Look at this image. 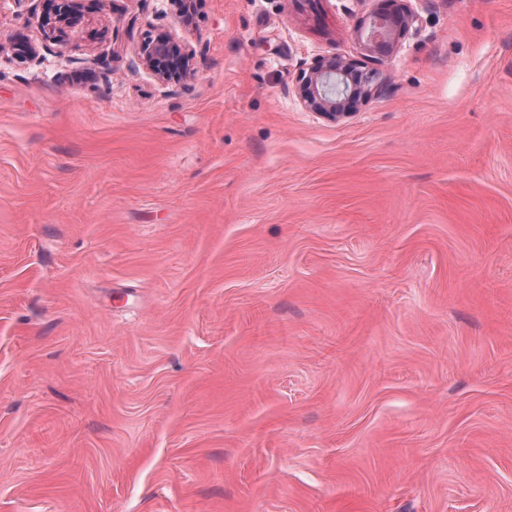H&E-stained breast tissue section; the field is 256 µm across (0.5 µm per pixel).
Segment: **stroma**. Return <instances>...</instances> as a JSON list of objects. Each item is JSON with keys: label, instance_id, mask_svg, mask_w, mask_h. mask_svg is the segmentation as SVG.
<instances>
[{"label": "stroma", "instance_id": "1", "mask_svg": "<svg viewBox=\"0 0 512 512\" xmlns=\"http://www.w3.org/2000/svg\"><path fill=\"white\" fill-rule=\"evenodd\" d=\"M411 5L337 124L374 0H0V512H512V0ZM46 9L41 18V24L46 25L48 21L52 24L53 17L55 25L50 28L65 32L66 29L71 31L81 22L76 0H45ZM52 5V7H50ZM178 43L176 35L167 32L146 39L139 48L143 66L162 82L183 81L192 75L194 53ZM356 67V62L338 55L315 59L300 75L296 88L300 104L333 122L350 117L354 102L366 101L377 91L371 76L363 77ZM344 80L347 93L339 87Z\"/></svg>", "mask_w": 512, "mask_h": 512}]
</instances>
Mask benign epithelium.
I'll return each mask as SVG.
<instances>
[{
    "label": "benign epithelium",
    "instance_id": "7a95c632",
    "mask_svg": "<svg viewBox=\"0 0 512 512\" xmlns=\"http://www.w3.org/2000/svg\"><path fill=\"white\" fill-rule=\"evenodd\" d=\"M410 0H384L392 8L388 30H381L383 14H375L369 23H358L355 37L363 54L373 58L389 57L402 38L417 22ZM46 9L41 18L45 25L55 21L52 29L64 32L81 22L77 0H45ZM140 61L160 81L186 80L192 75L193 51L178 44L176 35L167 32L148 38L139 48ZM357 63L342 56L317 58L302 72L296 88L302 106L319 116L339 122L352 115L354 102L366 101L377 91L369 76L357 70Z\"/></svg>",
    "mask_w": 512,
    "mask_h": 512
}]
</instances>
